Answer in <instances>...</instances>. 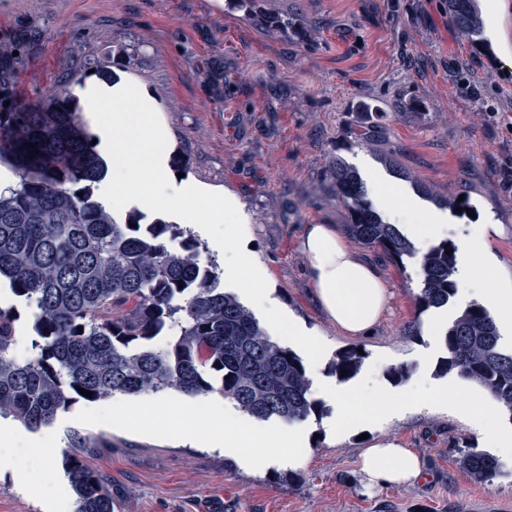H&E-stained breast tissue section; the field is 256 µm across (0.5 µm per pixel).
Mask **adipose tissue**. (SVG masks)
Segmentation results:
<instances>
[{"instance_id": "ef3b65f1", "label": "adipose tissue", "mask_w": 512, "mask_h": 512, "mask_svg": "<svg viewBox=\"0 0 512 512\" xmlns=\"http://www.w3.org/2000/svg\"><path fill=\"white\" fill-rule=\"evenodd\" d=\"M363 178L377 209L416 244L420 250L446 238L458 239L462 245L459 282L464 298L483 305L512 334V283L496 279V265L489 245L488 227L452 224L447 214L425 208L413 195L398 188L382 169L364 165ZM298 249L305 257L306 274L319 306L337 330L349 336H365L388 312L391 290L377 268L354 250L337 226L305 225L298 237ZM321 392L336 408L330 429L358 428L375 424L386 414L411 406L446 407L450 400L444 390L427 393L406 384L393 392L369 380L343 384L326 382ZM217 421L209 431L192 425L172 426L171 438L224 454L243 457L253 468L263 469L276 463H297L296 449L303 447L302 432H293L291 453H282L279 430L273 425L243 421L234 405L223 402L213 408ZM251 453H244V446ZM424 473V464L413 450L393 438H382L364 449L360 458V475L367 486L415 483Z\"/></svg>"}]
</instances>
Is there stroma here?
<instances>
[{"mask_svg":"<svg viewBox=\"0 0 512 512\" xmlns=\"http://www.w3.org/2000/svg\"><path fill=\"white\" fill-rule=\"evenodd\" d=\"M298 28L255 25L229 0H0V44L18 49V91L35 97L89 59L123 43L112 83L139 85L154 101L169 150L188 167L186 182L233 195L253 229V257L271 277L280 305L326 344L308 368L330 379L337 350L358 346L361 367L387 386L404 364L421 384L449 387L463 406L485 391L457 373L439 374L444 339L413 331L419 281L381 249L361 252L393 290L389 315L372 335L337 332L322 313L297 247L305 224L344 225L347 208L330 175L347 160L394 156L399 167L441 197L469 195L475 215L492 207L489 245L512 272V77L490 53L448 24V0H260ZM374 111L359 121L360 106ZM474 215V216H475ZM94 403L77 400L42 430H24L0 472V512H47L70 483L73 452L97 471L115 512H512V457L492 482L462 467L464 449L489 445L458 415L411 409L369 428L327 431L335 414L291 424L309 443L294 466L258 472L237 458L172 440L166 421L150 434L94 424ZM395 438L419 454L426 478L377 490L363 487L359 454L371 440ZM40 470L42 487L23 494L16 473Z\"/></svg>","mask_w":512,"mask_h":512,"instance_id":"stroma-1","label":"stroma"}]
</instances>
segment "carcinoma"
Listing matches in <instances>:
<instances>
[{"mask_svg":"<svg viewBox=\"0 0 512 512\" xmlns=\"http://www.w3.org/2000/svg\"><path fill=\"white\" fill-rule=\"evenodd\" d=\"M229 2L259 24L288 30V19L264 14L259 0ZM475 15V0H448L452 24L474 37ZM15 81V69L0 67V86L11 87L10 103L0 99V165L16 176L0 191V277L31 310L32 336L30 356L18 360L17 313L0 308V417L37 430L78 399L166 390L217 393L260 421H304L317 412L302 357L271 340L256 315L219 287L193 238L161 216L147 222L137 210L121 221L94 195L109 166L92 144L78 98L53 90L28 98L12 90ZM331 178L349 212L348 234L417 266V314L448 305L457 291L456 246L444 240L419 253L374 208L361 173L340 154ZM417 191L439 207L472 208L467 197ZM158 337L167 338L165 348H154ZM500 340L489 312L468 305L445 331L440 372L479 384L512 418V350ZM363 359L355 347L341 350L331 373L347 381ZM462 465L481 482L500 472L487 453L469 452ZM63 468L76 512H114L97 472L75 455Z\"/></svg>","mask_w":512,"mask_h":512,"instance_id":"obj_1","label":"carcinoma"}]
</instances>
